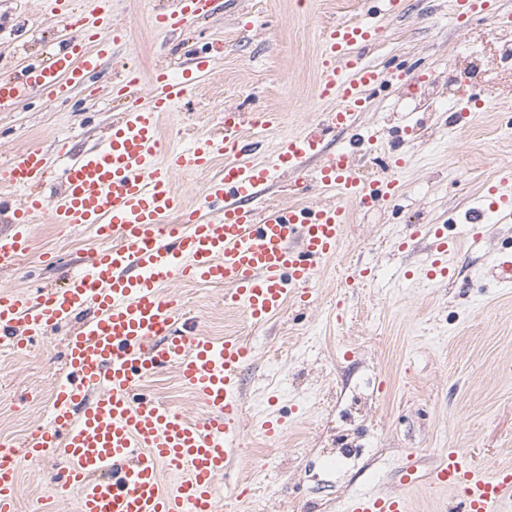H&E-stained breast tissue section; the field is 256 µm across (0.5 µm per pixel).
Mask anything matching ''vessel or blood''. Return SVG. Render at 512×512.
Listing matches in <instances>:
<instances>
[{"label":"vessel or blood","instance_id":"1","mask_svg":"<svg viewBox=\"0 0 512 512\" xmlns=\"http://www.w3.org/2000/svg\"><path fill=\"white\" fill-rule=\"evenodd\" d=\"M74 35L43 63L0 75V112L14 110L37 90L65 96L85 84L109 46L124 41L126 29L110 25L104 6L74 14L73 0H46ZM459 25L492 14L491 0H449ZM221 0H170L153 15L155 27L174 33L191 20L215 15ZM380 28L335 23L323 35L325 60L317 95L334 101L320 129L279 142L272 166L247 161L244 126L262 131L277 126L273 112L224 114V132L195 139L184 149L165 145L164 112L186 99L208 74L213 57H193L180 75L156 65L150 75L155 94L138 96L140 80L121 71L113 91L127 106L104 143L63 168L38 148L0 162V183L22 189L17 201L0 199V221L11 224L0 236V268L14 266L31 250V226L38 220L93 227L102 246L91 265L64 286L36 293H0V345L15 353L72 322L85 321L66 342L65 376L52 395L47 424L0 451V512H16L15 474L24 462L63 458L59 497L78 492V512H221L217 480L239 447L242 368L252 355L243 339L216 343L187 328L175 332L181 314L161 286L191 280L224 289V305L239 308L257 325L280 314L289 298L307 301L320 265L335 256L349 222L346 200L366 207L391 198L399 182L366 188L357 176L352 149L327 150L329 131L349 129L366 103V92L382 74L364 63L360 47L377 42ZM224 156V170L204 191L198 208L186 207L173 187L175 173L210 168ZM317 160L314 180L334 200L305 207L266 203L273 172H297ZM512 214V170L487 188L469 218L468 236H483L485 211ZM179 223H171L172 215ZM457 239L447 226L431 231L425 277L446 282L448 256ZM176 367L183 385L203 401L207 415L195 422L142 394L156 373ZM177 475L172 486L164 473ZM398 491L361 489L340 512H410L404 489L422 485L456 492L459 512H512V468L480 471L462 448H445L428 469L406 458L393 470Z\"/></svg>","mask_w":512,"mask_h":512}]
</instances>
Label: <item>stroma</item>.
<instances>
[{"mask_svg":"<svg viewBox=\"0 0 512 512\" xmlns=\"http://www.w3.org/2000/svg\"><path fill=\"white\" fill-rule=\"evenodd\" d=\"M165 3L111 0L126 41L68 100L37 91L15 111L0 112V158L29 147L52 154L63 142L75 153L99 147L120 115L112 93L118 72L146 75L160 62L179 71L198 51L214 57V69L165 113L163 136L179 147L217 131L226 110L276 112L274 129L243 132L252 160L269 162L281 140L331 109L314 89L323 30L343 21L381 28L380 40L360 54L383 81L368 91L353 132L327 133L326 143L335 149L352 133L380 131L378 147L356 161L362 183L374 187L394 175L382 164L392 142L402 141L409 156L394 175L400 188L391 200L372 209L349 202L337 254L321 264L307 302L290 300L256 325L225 309L223 289L182 280L165 287L203 335L237 336L254 349L240 391L242 446L218 480L222 512H339L357 489L396 490L391 464L413 456L427 465L444 448L466 449L480 467L512 466V285L489 274L512 255V218L496 216L477 244L465 226L487 186L512 167V36L486 19L459 29L448 0H402L392 18L380 0H229L212 18L167 35L151 22ZM69 36L45 0H0V51L13 69L45 58ZM474 94L485 107L467 126L454 125L449 103ZM408 120L416 133L405 140ZM328 199L298 173L276 176L267 194L268 203L285 207ZM435 224L447 225L458 248L453 277L434 286L420 270ZM416 226L420 238L399 250ZM99 246L89 227L39 222L31 253L0 269V292L61 285ZM351 267L370 268L371 280L346 287ZM404 270L414 278L401 279ZM65 342L60 331L21 355L0 350V444L47 421ZM147 389L190 419L206 413L175 370L154 375ZM275 415L284 431L269 442L261 425ZM60 463L54 456L20 468L17 512L35 501L46 512H77L76 497L53 494Z\"/></svg>","mask_w":512,"mask_h":512,"instance_id":"35a3bbf8","label":"stroma"}]
</instances>
